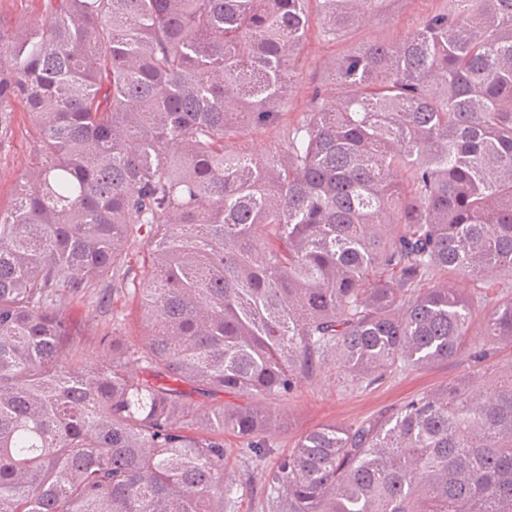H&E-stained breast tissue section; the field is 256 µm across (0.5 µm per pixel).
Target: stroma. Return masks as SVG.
Returning a JSON list of instances; mask_svg holds the SVG:
<instances>
[{
	"mask_svg": "<svg viewBox=\"0 0 512 512\" xmlns=\"http://www.w3.org/2000/svg\"><path fill=\"white\" fill-rule=\"evenodd\" d=\"M447 7L448 0H386L366 24L334 40L322 35L318 14H311L306 39L293 66L296 81L288 91L282 120L278 125L247 135L243 140L245 149L260 154L282 143L288 126L310 111L315 91L333 97L344 94L346 88L336 80L332 69L337 58L371 44L399 42L428 15ZM13 111V124L0 130V207L4 209L13 202L19 175L35 167L40 159L38 132L28 119L23 103L14 102ZM61 308L91 362L100 358L95 347L97 336L116 327L122 335L135 341L142 331L135 304L128 299L119 281L109 277L98 282L96 288L65 297ZM491 364L501 368L511 365L512 348L498 347L486 364L474 363L465 353L425 369L393 372L371 386L354 387L347 383L341 362L329 359L312 377L303 380L293 394L265 400V407L285 424L283 430L266 436L271 450L266 462L274 464L276 458L291 451L298 438L310 429L327 423L357 426L388 416L416 394L444 386L461 375L469 374L478 380L487 377V367ZM245 445L243 438L225 433L228 466L224 475L238 482L236 502L228 512H270L267 490L243 453Z\"/></svg>",
	"mask_w": 512,
	"mask_h": 512,
	"instance_id": "stroma-1",
	"label": "stroma"
}]
</instances>
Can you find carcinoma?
<instances>
[{
    "instance_id": "obj_1",
    "label": "carcinoma",
    "mask_w": 512,
    "mask_h": 512,
    "mask_svg": "<svg viewBox=\"0 0 512 512\" xmlns=\"http://www.w3.org/2000/svg\"><path fill=\"white\" fill-rule=\"evenodd\" d=\"M311 1L330 39L383 2L43 0L0 28V128L22 100L43 157L0 210V512H224L226 431L272 512H512V365L262 468L280 422L254 400L334 354L360 386L459 356L475 303L446 275L485 298L512 275V0H448L337 59L346 95L255 156ZM110 274L144 332L98 337L91 366L57 300ZM489 343L512 346V297L471 356Z\"/></svg>"
}]
</instances>
